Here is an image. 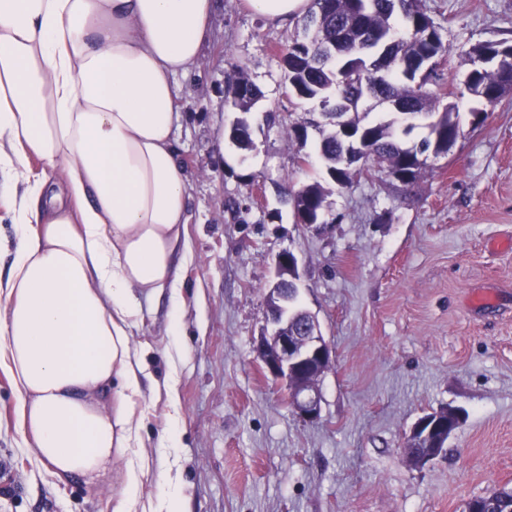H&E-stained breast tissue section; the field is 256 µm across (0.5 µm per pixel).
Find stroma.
<instances>
[{"instance_id":"stroma-1","label":"stroma","mask_w":512,"mask_h":512,"mask_svg":"<svg viewBox=\"0 0 512 512\" xmlns=\"http://www.w3.org/2000/svg\"><path fill=\"white\" fill-rule=\"evenodd\" d=\"M423 2L455 47L447 83L462 86L472 68L463 47L512 42V0ZM311 36L302 20L272 27L240 0H216L200 66L176 81L189 255L178 332L163 294L143 299L131 338L144 368L137 418L148 467L133 512H157L164 478L187 512H466L487 491L512 488V95L429 158L410 197L374 181L326 183L336 222L316 235L279 191L283 175L296 189L321 177L320 161L300 159L314 152L322 107L289 99L275 51ZM232 61L262 93L245 150L223 138L238 119ZM268 110L278 125L263 123ZM303 122L301 142L288 131ZM252 177L265 207L247 204ZM284 249L298 259L300 304L333 352L314 422L288 407L255 354ZM448 406L466 411L465 424L446 452L413 466L412 426ZM16 409L0 370V512H115L127 453L113 449L112 476L99 484L53 478L24 448ZM172 424L180 444L161 447Z\"/></svg>"}]
</instances>
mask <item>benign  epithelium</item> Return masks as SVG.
Here are the masks:
<instances>
[{
	"label": "benign epithelium",
	"mask_w": 512,
	"mask_h": 512,
	"mask_svg": "<svg viewBox=\"0 0 512 512\" xmlns=\"http://www.w3.org/2000/svg\"><path fill=\"white\" fill-rule=\"evenodd\" d=\"M276 267L279 280L268 296L272 334L260 338L256 354L272 379L288 391V406L301 417L314 421L320 417L319 385L324 373L332 366V350L315 318H309L299 327L288 320V304L295 291L282 287V284L288 282V271L297 267L294 252H279ZM446 426L448 419L434 412L421 417L412 427L409 437L429 448V454L417 463L422 464L447 451Z\"/></svg>",
	"instance_id": "benign-epithelium-1"
}]
</instances>
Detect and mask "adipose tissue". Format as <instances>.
<instances>
[{
  "label": "adipose tissue",
  "instance_id": "1",
  "mask_svg": "<svg viewBox=\"0 0 512 512\" xmlns=\"http://www.w3.org/2000/svg\"><path fill=\"white\" fill-rule=\"evenodd\" d=\"M214 0H0V369L29 453L94 479L130 449L138 496V294L181 298L189 249L177 76Z\"/></svg>",
  "mask_w": 512,
  "mask_h": 512
}]
</instances>
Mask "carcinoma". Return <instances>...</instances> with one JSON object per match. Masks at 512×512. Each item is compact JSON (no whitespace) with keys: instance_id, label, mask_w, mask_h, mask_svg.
<instances>
[{"instance_id":"obj_1","label":"carcinoma","mask_w":512,"mask_h":512,"mask_svg":"<svg viewBox=\"0 0 512 512\" xmlns=\"http://www.w3.org/2000/svg\"><path fill=\"white\" fill-rule=\"evenodd\" d=\"M310 0L303 15L315 35L294 40L280 49L286 88L299 100L322 102L324 123L315 154L324 174L338 188L351 187L362 163L377 168L404 195H409L429 156L448 153L462 135L456 106L443 100L454 96L442 82L438 66L450 54L448 41L422 0ZM512 53V44L478 43L464 54ZM233 75V107L253 110L261 91L245 69L230 64ZM466 88L484 99L469 112L470 125L479 128L487 120L486 107L499 103L512 90L506 88L502 70L479 65L467 75ZM385 100L394 108L390 120L367 121L359 106L368 96ZM422 125L428 134L411 146L402 136ZM282 200L296 209L298 224L322 219L313 206L325 201V188L314 179L298 190L282 187ZM485 512H512V489H493L482 496Z\"/></svg>"}]
</instances>
